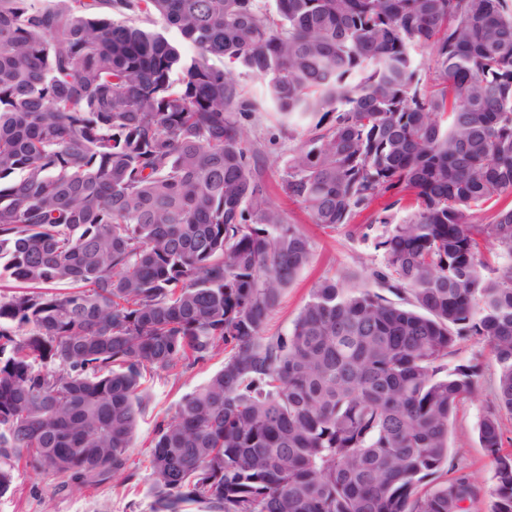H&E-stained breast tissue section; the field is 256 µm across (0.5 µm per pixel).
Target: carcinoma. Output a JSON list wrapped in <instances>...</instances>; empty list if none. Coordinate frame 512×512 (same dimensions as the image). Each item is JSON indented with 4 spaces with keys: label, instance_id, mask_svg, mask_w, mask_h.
<instances>
[{
    "label": "carcinoma",
    "instance_id": "cac0c4a2",
    "mask_svg": "<svg viewBox=\"0 0 512 512\" xmlns=\"http://www.w3.org/2000/svg\"><path fill=\"white\" fill-rule=\"evenodd\" d=\"M238 68L315 121L280 183L313 223L409 197L374 219L375 279L411 307L326 278L264 335L312 246L231 117L255 111ZM509 196L512 0H0V496L22 464L132 482L144 373L222 354L156 424L152 512H482L468 473L419 484L477 390L445 364L460 340L486 339L512 412ZM478 436L512 512L496 415Z\"/></svg>",
    "mask_w": 512,
    "mask_h": 512
}]
</instances>
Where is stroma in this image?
<instances>
[{"mask_svg":"<svg viewBox=\"0 0 512 512\" xmlns=\"http://www.w3.org/2000/svg\"><path fill=\"white\" fill-rule=\"evenodd\" d=\"M241 88L257 102L253 112L237 113L236 119L246 129L247 145L259 160L261 177L272 201L284 212L289 223L298 225L311 241L313 257L310 264L285 291L279 307L265 327L269 336L286 335L294 320L310 298L314 286L326 278L351 273L358 285L375 288L371 276L382 265L380 251L375 250L381 225L371 223L369 213H362L347 228L328 230L312 224L307 211L288 200L278 183L286 162L307 134V126L294 129L283 124L268 102L262 81L247 73L237 76ZM476 363L480 366L477 393L457 407L448 434V464L439 479L429 480V487L448 480L458 472L470 473L484 491L496 485L495 465L481 447L478 423L491 412L497 413L503 434V449L512 453V414L500 410L495 398L496 364L487 341L472 336L459 342L448 356L449 365ZM222 357L192 368L178 365L155 371L148 376L145 387L149 403L129 450V467L136 478L129 486L116 487L104 483L83 492L59 491L52 478L30 469H19L13 493L0 497V512H151L152 479L148 455L156 421L173 414L182 396L204 385L218 371Z\"/></svg>","mask_w":512,"mask_h":512,"instance_id":"stroma-1","label":"stroma"}]
</instances>
